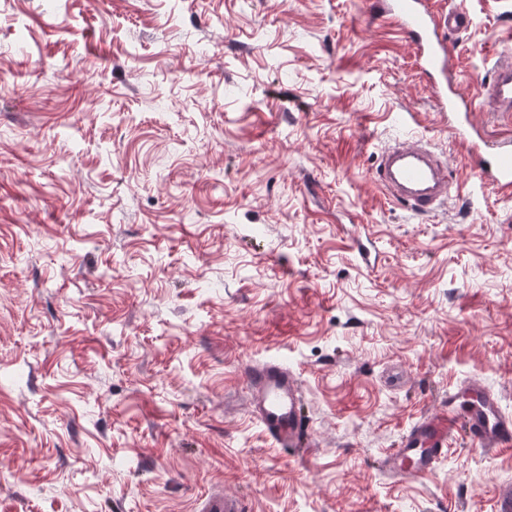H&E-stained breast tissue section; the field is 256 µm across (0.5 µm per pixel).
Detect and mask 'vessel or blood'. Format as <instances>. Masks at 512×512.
I'll return each instance as SVG.
<instances>
[{
    "label": "vessel or blood",
    "mask_w": 512,
    "mask_h": 512,
    "mask_svg": "<svg viewBox=\"0 0 512 512\" xmlns=\"http://www.w3.org/2000/svg\"><path fill=\"white\" fill-rule=\"evenodd\" d=\"M377 12L389 19L415 46L416 60L433 81L440 112L448 116V131L466 143L471 165L480 181L498 191L512 192V134L488 139L471 120L474 105L512 122V54L501 56L481 83L478 98L466 96L452 78L448 38L466 31L471 17L454 7L445 13L428 8L424 0H374ZM378 186L419 214L437 211L450 199V173L446 161L415 137L395 141L380 155L375 173ZM245 376L251 386L249 407L274 447L298 453L308 445V426L301 412V384L294 371L278 361L248 365ZM471 403L465 417H457L455 404L425 416L410 426L396 448L385 457V468L412 477L433 474L449 439L457 432L471 436L481 449L512 448V415L505 413L497 394L478 382L465 386ZM201 512H241L238 498L217 490L201 504Z\"/></svg>",
    "instance_id": "obj_1"
}]
</instances>
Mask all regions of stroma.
Masks as SVG:
<instances>
[{"label":"stroma","instance_id":"obj_1","mask_svg":"<svg viewBox=\"0 0 512 512\" xmlns=\"http://www.w3.org/2000/svg\"><path fill=\"white\" fill-rule=\"evenodd\" d=\"M462 2L474 92L512 0ZM415 60L373 0H0V512H495L512 451L381 465L468 379L512 413V196ZM407 128L460 187L426 216L374 180ZM273 358L301 455L248 410ZM251 386L252 416L276 448L299 453L308 447V426L301 412V384L294 371L278 361L245 368ZM241 503L236 497L217 490L209 494L201 503V512H240Z\"/></svg>","mask_w":512,"mask_h":512}]
</instances>
